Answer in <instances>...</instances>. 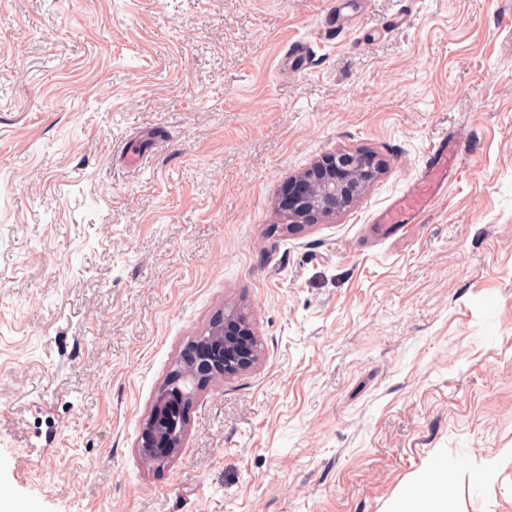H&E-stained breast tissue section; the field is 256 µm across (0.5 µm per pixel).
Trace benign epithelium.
I'll list each match as a JSON object with an SVG mask.
<instances>
[{"label": "benign epithelium", "mask_w": 512, "mask_h": 512, "mask_svg": "<svg viewBox=\"0 0 512 512\" xmlns=\"http://www.w3.org/2000/svg\"><path fill=\"white\" fill-rule=\"evenodd\" d=\"M384 162L365 150L327 155L291 177L278 197L287 229L317 224L350 206L376 180ZM259 346L252 324L226 309L215 314L205 333L187 343L171 366L143 420L138 448L148 460H169L181 447L189 412L210 381L254 367Z\"/></svg>", "instance_id": "benign-epithelium-1"}]
</instances>
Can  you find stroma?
Masks as SVG:
<instances>
[{
    "instance_id": "1",
    "label": "stroma",
    "mask_w": 512,
    "mask_h": 512,
    "mask_svg": "<svg viewBox=\"0 0 512 512\" xmlns=\"http://www.w3.org/2000/svg\"><path fill=\"white\" fill-rule=\"evenodd\" d=\"M334 7L0 0V512H391L443 459L448 512H512V0ZM357 148L383 173L283 228ZM231 307L260 361L155 469L141 423ZM384 162L365 150L327 155L292 176L281 189L278 211L286 229L317 224L349 207L376 180Z\"/></svg>"
}]
</instances>
